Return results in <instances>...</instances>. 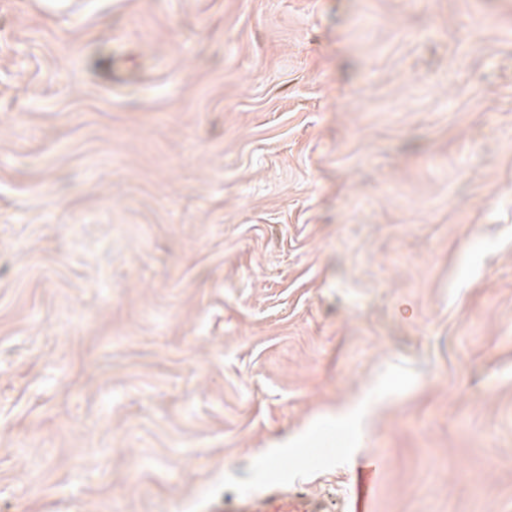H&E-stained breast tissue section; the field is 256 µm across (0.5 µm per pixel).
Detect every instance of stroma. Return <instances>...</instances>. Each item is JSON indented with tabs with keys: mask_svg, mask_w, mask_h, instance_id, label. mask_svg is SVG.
<instances>
[{
	"mask_svg": "<svg viewBox=\"0 0 512 512\" xmlns=\"http://www.w3.org/2000/svg\"><path fill=\"white\" fill-rule=\"evenodd\" d=\"M368 454L512 512V0H0V512Z\"/></svg>",
	"mask_w": 512,
	"mask_h": 512,
	"instance_id": "35a3bbf8",
	"label": "stroma"
}]
</instances>
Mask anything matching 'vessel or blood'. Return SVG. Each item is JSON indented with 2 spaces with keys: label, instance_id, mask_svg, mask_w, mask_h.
Segmentation results:
<instances>
[{
  "label": "vessel or blood",
  "instance_id": "b4317fda",
  "mask_svg": "<svg viewBox=\"0 0 512 512\" xmlns=\"http://www.w3.org/2000/svg\"><path fill=\"white\" fill-rule=\"evenodd\" d=\"M354 476L342 512H374L380 480L378 459L369 456L360 460ZM207 512H331V508L324 496L303 492L276 476L265 492L210 499Z\"/></svg>",
  "mask_w": 512,
  "mask_h": 512
}]
</instances>
